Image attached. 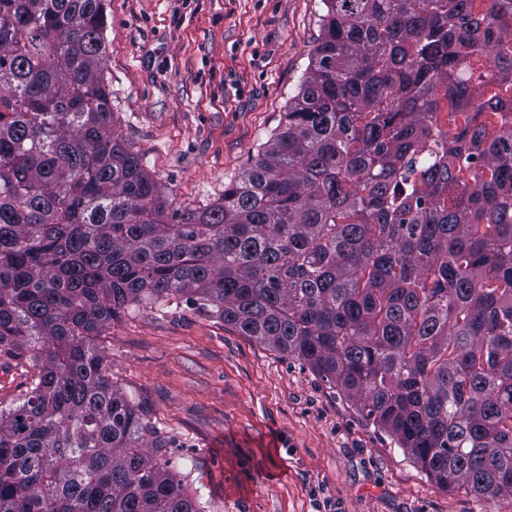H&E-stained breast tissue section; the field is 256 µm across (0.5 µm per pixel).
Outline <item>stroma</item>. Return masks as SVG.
Wrapping results in <instances>:
<instances>
[{
	"label": "stroma",
	"mask_w": 512,
	"mask_h": 512,
	"mask_svg": "<svg viewBox=\"0 0 512 512\" xmlns=\"http://www.w3.org/2000/svg\"><path fill=\"white\" fill-rule=\"evenodd\" d=\"M322 0H106L113 130L172 208L223 194L278 131L320 37ZM97 342L174 442L205 512H512L427 478L309 367L186 301L126 311ZM36 370L0 353V403Z\"/></svg>",
	"instance_id": "stroma-1"
}]
</instances>
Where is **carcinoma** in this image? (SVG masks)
<instances>
[{"label":"carcinoma","instance_id":"carcinoma-1","mask_svg":"<svg viewBox=\"0 0 512 512\" xmlns=\"http://www.w3.org/2000/svg\"><path fill=\"white\" fill-rule=\"evenodd\" d=\"M284 128L172 210L112 132L104 0H0V512H204L97 344L187 299L444 489L512 494V0H322ZM36 366L29 361L23 363L7 354L0 353V401L2 405L14 402L30 385Z\"/></svg>","mask_w":512,"mask_h":512}]
</instances>
